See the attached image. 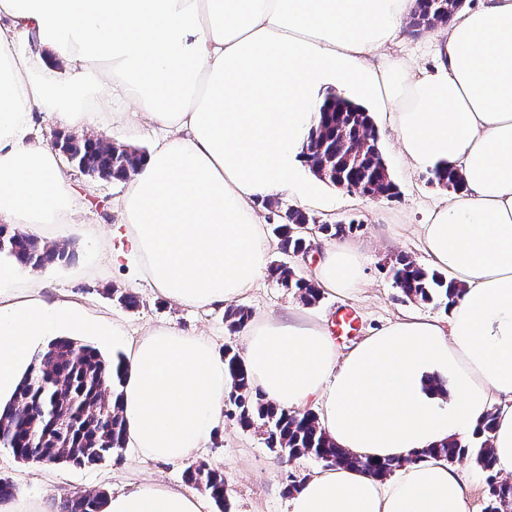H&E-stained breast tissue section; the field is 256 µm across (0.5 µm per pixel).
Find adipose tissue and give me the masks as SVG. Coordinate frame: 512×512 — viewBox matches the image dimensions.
Masks as SVG:
<instances>
[{
	"mask_svg": "<svg viewBox=\"0 0 512 512\" xmlns=\"http://www.w3.org/2000/svg\"><path fill=\"white\" fill-rule=\"evenodd\" d=\"M416 0H0V223L67 230L68 178L34 113L65 127L129 120L162 128L116 209L126 246L99 248L163 297L208 308L267 271L256 201L307 197L306 144L327 96L359 92L385 113L408 167L453 166L461 190L421 227L424 251L463 291L446 319L407 315L339 353L324 326L258 321L245 364L265 399L319 406L340 448L404 458L390 480L352 468L310 474L290 512H468L469 486L427 450L467 440L496 410L497 473L512 475V0H480L435 29V63L386 55ZM32 42L29 50L21 41ZM315 283L350 294L364 256L325 245ZM118 325L0 260V409L49 342ZM224 360L199 336L160 325L131 345L113 392L126 444L162 462L193 457L224 420ZM421 461H414V454ZM104 512H202L158 484L109 497Z\"/></svg>",
	"mask_w": 512,
	"mask_h": 512,
	"instance_id": "obj_1",
	"label": "adipose tissue"
}]
</instances>
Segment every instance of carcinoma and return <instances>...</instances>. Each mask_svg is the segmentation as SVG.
<instances>
[{"instance_id":"carcinoma-1","label":"carcinoma","mask_w":512,"mask_h":512,"mask_svg":"<svg viewBox=\"0 0 512 512\" xmlns=\"http://www.w3.org/2000/svg\"><path fill=\"white\" fill-rule=\"evenodd\" d=\"M463 0H417L410 25L415 30L431 29L448 22ZM317 136L309 139L307 157L314 166L313 174L329 184L334 179L390 200L398 195L382 153L370 152L375 141L376 126L370 113L361 106L340 96L331 95L320 112ZM76 157L75 163L112 179L124 180L138 164L144 152L135 148L101 145L92 137H81L68 144ZM428 182L448 190L462 188V176L454 167H437ZM315 218L300 210L286 212V222L274 227L281 253L295 255L303 248L297 226L313 224ZM0 238L5 249L0 256L22 266L47 267L71 262L75 254L65 244L42 241L16 227L0 224ZM389 271L396 288L411 300L448 304L459 292L456 283L438 271H430L407 255L391 261ZM269 275L281 286L300 294L308 305L318 302L321 290L309 280L299 277L285 262L271 263ZM251 319L245 307H231L224 320L231 331L244 328ZM226 372L231 389L224 401L225 416L244 428L264 430L269 448L286 450L290 458L313 456L329 467L360 468L374 476L383 477L418 461L426 455L437 454L450 461L468 457L488 474L486 512H512V485L497 480L494 470V450L488 433L492 431L495 412L487 413L483 432L467 443L448 439L410 459H364L337 447L319 426L317 416L310 410L282 408L265 400L253 388L244 359L231 347L224 348ZM122 357L107 358L95 346L78 344L70 338H60L32 358L30 368L19 384L13 403L0 412V446L11 450L15 458L27 462L30 454H38L51 464H97L125 447L124 419L121 407L104 398V386H117L122 378ZM78 397L84 408V418L71 427L60 430L44 424L43 446L31 450L22 445L20 430L32 419L26 411L29 405L54 407L63 411L69 398ZM189 484H202L219 506H224V474L214 468L190 466L185 471ZM107 495L89 493L64 500L59 512H103Z\"/></svg>"}]
</instances>
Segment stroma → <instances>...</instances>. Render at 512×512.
Instances as JSON below:
<instances>
[{
  "mask_svg": "<svg viewBox=\"0 0 512 512\" xmlns=\"http://www.w3.org/2000/svg\"><path fill=\"white\" fill-rule=\"evenodd\" d=\"M379 146L399 196L393 200H372L360 194L317 182L316 198L300 202L284 196L279 211L256 205L257 216L265 224H279L288 209H303L317 223L353 222L346 241L359 246L366 258L364 288L353 295L322 293L318 303L307 305L291 289L282 288L270 276H263L247 289L238 304L249 307L253 317L295 318L305 322L331 325L339 309L356 314L348 334L336 337L340 352H347L372 331L396 321L411 312L426 318L443 319L444 307L405 299L395 288L389 264L396 255L405 253L423 266L431 261L419 241V226L427 220L432 207L448 195L447 189L431 185L424 170H407L398 155L394 133L382 113H374ZM105 138L116 146L152 150L165 133L142 120L130 125L107 128ZM77 194L76 204L86 214V221L74 225L67 241L75 252L74 261L38 270L48 292L62 291L91 313L123 324L125 334L113 343H99L97 337L83 336V343L98 345L107 356L125 353L151 327L166 325L183 332L211 339L216 350L233 346L244 350V336L230 333L220 308L202 309L172 304L136 273L134 263L115 265L97 259L93 243L96 238H110L118 222L114 200L123 191L116 180L82 173L70 161H63ZM137 296V308H125L113 297V289ZM206 464L223 471L226 510H219L212 499H205L204 512H289V495L284 492L287 475L305 477L323 469L324 464L313 457H300L282 462L279 454L268 448L260 430L244 429L232 420H225L211 440L190 462L164 463L143 458L132 448L92 466L73 464L24 463L10 449L0 447V478L11 481L18 493L12 500L0 503V512H22L25 500L42 501L48 512H58V504L76 493L103 491L107 494L127 492L148 483L158 482L171 488L186 489L184 472L188 464Z\"/></svg>",
  "mask_w": 512,
  "mask_h": 512,
  "instance_id": "1",
  "label": "stroma"
}]
</instances>
